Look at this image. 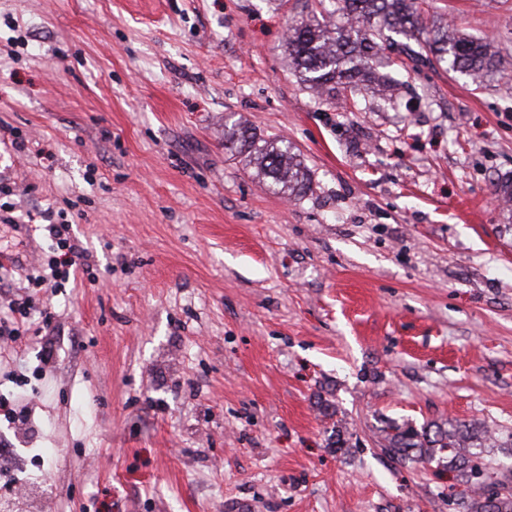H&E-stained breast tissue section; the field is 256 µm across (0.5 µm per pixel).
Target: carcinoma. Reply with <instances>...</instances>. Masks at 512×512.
<instances>
[{
    "mask_svg": "<svg viewBox=\"0 0 512 512\" xmlns=\"http://www.w3.org/2000/svg\"><path fill=\"white\" fill-rule=\"evenodd\" d=\"M329 2L288 27L287 47L291 68L304 86L320 96L384 91L392 80L378 76L374 67L384 47L398 45L396 37L407 39L404 47L410 59L430 54L436 65L473 82L497 70L500 63L493 42L448 31L440 23L427 26L419 0H318ZM224 146L247 153L257 175L273 191L301 196L310 190L305 166L294 146L277 138L258 144L251 129L240 123L224 124ZM465 424L429 439L414 431L390 436L393 451L424 461L448 450V462L466 461L468 452ZM470 484L467 512H512V493L501 494L478 470L467 473Z\"/></svg>",
    "mask_w": 512,
    "mask_h": 512,
    "instance_id": "cac0c4a2",
    "label": "carcinoma"
}]
</instances>
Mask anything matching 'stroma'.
I'll use <instances>...</instances> for the list:
<instances>
[{"label": "stroma", "instance_id": "obj_1", "mask_svg": "<svg viewBox=\"0 0 512 512\" xmlns=\"http://www.w3.org/2000/svg\"><path fill=\"white\" fill-rule=\"evenodd\" d=\"M492 39L482 84L392 54L345 111L288 64L308 0H0V305L67 208L85 270L0 352V498L17 512H465L463 421L512 488V0H424ZM290 141L291 198L224 145ZM54 362L40 364L42 346ZM56 449L52 459L43 451ZM467 426L457 423L451 429L439 432L434 439H428L427 435H420L414 431H401L390 434V444L393 451L404 456L414 452L413 458L434 461L437 451L448 449V463L465 462L468 447L466 446L467 435L464 433ZM422 437V440H421ZM437 447V448H436Z\"/></svg>", "mask_w": 512, "mask_h": 512}]
</instances>
